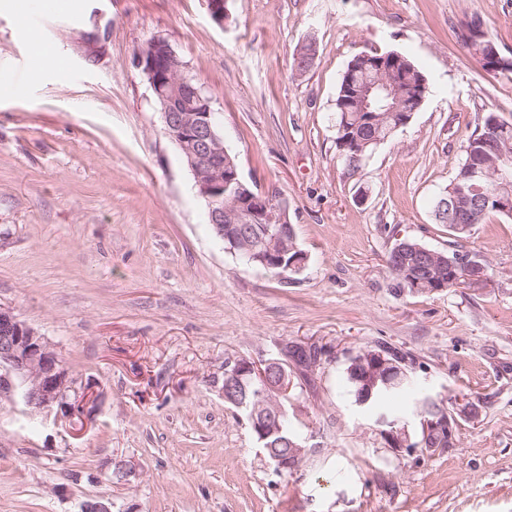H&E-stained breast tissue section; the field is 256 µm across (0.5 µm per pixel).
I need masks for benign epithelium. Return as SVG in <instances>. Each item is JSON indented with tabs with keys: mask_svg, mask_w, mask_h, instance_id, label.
Listing matches in <instances>:
<instances>
[{
	"mask_svg": "<svg viewBox=\"0 0 512 512\" xmlns=\"http://www.w3.org/2000/svg\"><path fill=\"white\" fill-rule=\"evenodd\" d=\"M482 27L466 21L461 27L462 41L473 46L482 38ZM479 62L491 72L512 71V59L501 56L494 48ZM399 58L378 59L369 54L361 55L360 66L350 69V82L354 98L366 112L365 121L376 122L369 114L370 99L386 101L393 96V78H403L398 71ZM137 66L146 75L156 101L160 103L167 135L182 153L193 175L194 187L208 207L209 223L224 239V225L233 229L229 241L249 262H258L265 269H276L282 278L288 273L298 274L306 268L307 254L291 255L294 239L288 226L287 205L251 191L241 178L239 167L228 157L224 139L215 121L211 98L204 88L193 83L172 46L163 38L152 39L137 54ZM495 182L497 190L488 201L495 209L512 214V152L503 150L494 158L480 152H470V158L460 176L462 184L456 198L465 202L469 193L476 191L485 180ZM246 224H265L275 227L267 249L260 255L251 248ZM438 266L450 270H464L466 282L479 285L486 279L483 265L474 262L468 253H457L447 258L440 251L421 248L420 267L432 271ZM385 349L365 351L356 357L362 378L372 389L389 387L409 376L406 369L395 367L386 358ZM296 370L288 369L280 358L271 357L260 362L239 360L225 373L228 385L242 381L245 376L257 381L260 390L249 403L238 396L234 406L248 411L254 430L264 441L283 431L281 418L287 411L281 398L288 395L294 383ZM20 399L27 413L44 417L54 416V421L74 428L91 415L87 410L90 401L89 387L74 377L61 361L53 344L36 329L21 321L14 313L0 306V399ZM423 437L441 428L448 429L453 437L448 413L437 410L431 416L420 414ZM396 448H411L407 426L390 424L383 431ZM277 469L286 468V460L298 466L305 456L303 442L288 440L287 457L268 448Z\"/></svg>",
	"mask_w": 512,
	"mask_h": 512,
	"instance_id": "obj_1",
	"label": "benign epithelium"
}]
</instances>
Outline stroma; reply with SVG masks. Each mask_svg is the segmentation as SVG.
Returning <instances> with one entry per match:
<instances>
[{
  "label": "stroma",
  "mask_w": 512,
  "mask_h": 512,
  "mask_svg": "<svg viewBox=\"0 0 512 512\" xmlns=\"http://www.w3.org/2000/svg\"><path fill=\"white\" fill-rule=\"evenodd\" d=\"M26 20L0 11V306L46 336L95 409L69 433L0 401V512H512V217L457 240L430 203L488 111L512 122V73L458 40L489 19L512 57V0H83ZM65 60L35 79L28 28ZM166 39L219 114L244 179L288 206L303 272L281 279L225 250L164 130L135 53ZM317 54L306 72L294 55ZM397 51L426 77L410 122L348 172L334 100L355 56ZM478 254L479 285L394 294L397 237ZM333 353L288 416L306 440L280 475L225 402L224 364L284 342ZM388 343L460 417L430 456L389 447L358 411L346 368ZM136 471L112 480L114 462Z\"/></svg>",
  "instance_id": "1"
}]
</instances>
